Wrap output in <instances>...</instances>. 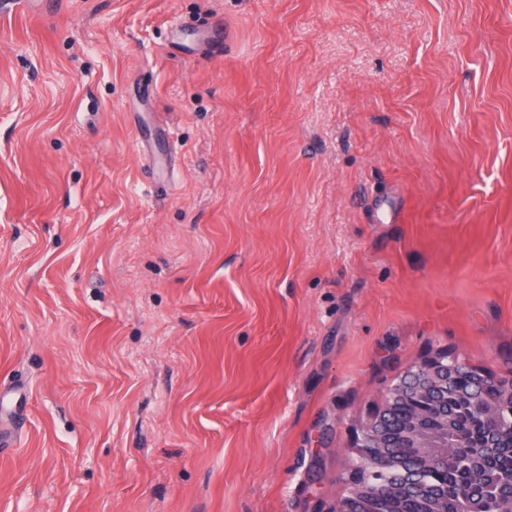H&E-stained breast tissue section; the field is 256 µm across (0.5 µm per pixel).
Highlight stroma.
<instances>
[{"label":"stroma","instance_id":"stroma-1","mask_svg":"<svg viewBox=\"0 0 512 512\" xmlns=\"http://www.w3.org/2000/svg\"><path fill=\"white\" fill-rule=\"evenodd\" d=\"M439 348L512 375V0L0 17V512H332Z\"/></svg>","mask_w":512,"mask_h":512}]
</instances>
